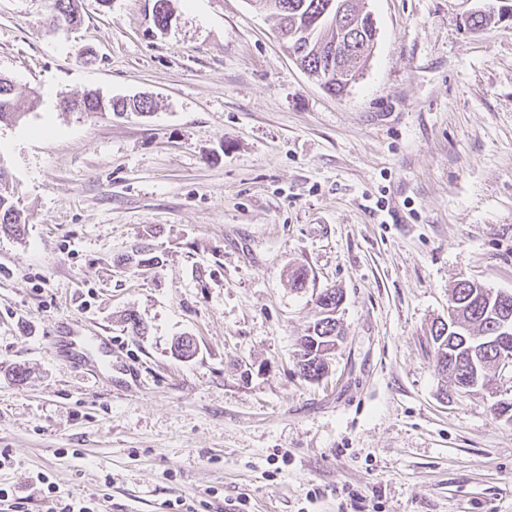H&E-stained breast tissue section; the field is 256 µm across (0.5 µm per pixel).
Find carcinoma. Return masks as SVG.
I'll return each mask as SVG.
<instances>
[{"instance_id":"carcinoma-1","label":"carcinoma","mask_w":512,"mask_h":512,"mask_svg":"<svg viewBox=\"0 0 512 512\" xmlns=\"http://www.w3.org/2000/svg\"><path fill=\"white\" fill-rule=\"evenodd\" d=\"M161 4L162 11L153 12L152 21L162 30L168 26L172 17L170 0H155ZM255 5L275 17L279 22V34L291 32L296 35V63L303 70L313 71L318 66L333 65L339 68V80L324 84V90L331 95H340L357 80L360 69L371 56L374 48L376 27L371 13L349 4L350 11L357 19L361 41L367 44L366 51L356 57L328 61L329 51L340 31L334 26L337 0H252ZM49 21L65 22L68 25L78 23L80 15L76 0H47ZM323 16L315 26L310 25L314 16ZM61 104L69 112H109L123 113L131 105L141 111L152 108V102L145 99L136 101L114 100L97 92H89L80 99L64 97ZM38 105L37 97L21 103L14 93L12 81L0 75V124L19 122L28 111ZM29 222V216L14 199V193L7 186V174L0 166V231L19 234L22 226ZM342 294L327 288L316 299L319 308L316 318L307 327L299 339L300 353L297 361L302 378L324 376L328 365V351L335 347L336 338L341 330L336 322V310L342 303ZM449 306L459 311V319L431 332L435 345L436 363L444 362L448 366V376L457 384L466 377L480 383L495 375V363L499 351L505 347L512 350V336L505 342L494 339L497 323L502 319L512 320V296L498 299L497 292L471 280H459L451 290Z\"/></svg>"}]
</instances>
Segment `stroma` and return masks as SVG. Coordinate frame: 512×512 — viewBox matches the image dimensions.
Returning <instances> with one entry per match:
<instances>
[{
	"label": "stroma",
	"instance_id": "1",
	"mask_svg": "<svg viewBox=\"0 0 512 512\" xmlns=\"http://www.w3.org/2000/svg\"><path fill=\"white\" fill-rule=\"evenodd\" d=\"M366 3L372 57L333 96L251 0H171L163 31L154 0H78L68 32L44 0H0V74L40 98L0 124L30 217L0 232L19 512H47L40 473L103 512H512V426L436 370L429 333L457 280L512 291V21L471 29L491 0ZM91 90L153 109L61 108ZM327 288L343 340L307 381ZM83 327L112 339L98 378L55 355ZM342 294L335 288L321 291L316 299L319 308L316 318L299 339L300 353L297 361L300 376L323 377L328 370L325 359H329L328 351L338 346L336 338L341 336V330L336 322V310L342 303ZM332 343V344H331Z\"/></svg>",
	"mask_w": 512,
	"mask_h": 512
}]
</instances>
